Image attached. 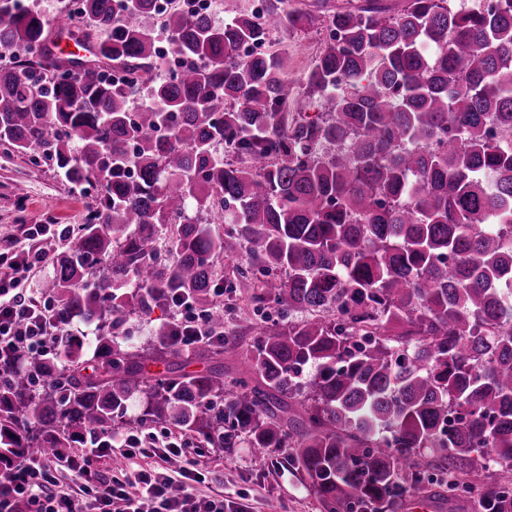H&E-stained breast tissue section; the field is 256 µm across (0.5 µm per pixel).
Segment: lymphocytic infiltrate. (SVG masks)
<instances>
[{"instance_id":"lymphocytic-infiltrate-1","label":"lymphocytic infiltrate","mask_w":512,"mask_h":512,"mask_svg":"<svg viewBox=\"0 0 512 512\" xmlns=\"http://www.w3.org/2000/svg\"><path fill=\"white\" fill-rule=\"evenodd\" d=\"M43 252L20 249L0 260V361L54 351L64 332L54 320L51 299L26 297L21 276L42 263ZM120 453L125 466L103 476L99 463ZM183 448L139 432L120 438L94 434L80 448H58L52 459L0 458V512H244L223 498L196 494L208 474L182 463ZM158 458L153 467L145 458ZM179 461L177 473L167 464ZM70 482H63V475Z\"/></svg>"}]
</instances>
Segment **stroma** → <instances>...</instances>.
Segmentation results:
<instances>
[{"label": "stroma", "mask_w": 512, "mask_h": 512, "mask_svg": "<svg viewBox=\"0 0 512 512\" xmlns=\"http://www.w3.org/2000/svg\"><path fill=\"white\" fill-rule=\"evenodd\" d=\"M322 39V32L314 26L297 32L275 26L265 48L287 50L288 75L302 88ZM85 204V198L55 168L33 163L27 154L8 156L0 150V254L9 255L33 243L47 254L46 260L27 273L22 282L31 296H39L40 282L53 270L52 256L67 249L68 244L52 238L30 240L28 228L36 224H79ZM219 272L225 283L234 287L224 296L225 329L237 336L243 347H250L260 333V320L250 301L253 282L240 277L225 261L220 263ZM171 434L183 442L187 460L208 471L209 481L201 486V493L224 495L226 500L246 505L247 512H267L272 499L280 501L283 512H320L306 480L282 454L261 461L243 444L227 453L203 446L179 429H172Z\"/></svg>", "instance_id": "stroma-1"}]
</instances>
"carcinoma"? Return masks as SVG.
<instances>
[{
	"instance_id": "1",
	"label": "carcinoma",
	"mask_w": 512,
	"mask_h": 512,
	"mask_svg": "<svg viewBox=\"0 0 512 512\" xmlns=\"http://www.w3.org/2000/svg\"><path fill=\"white\" fill-rule=\"evenodd\" d=\"M170 2L161 31L185 62L157 82L159 38L139 23L155 0H81L56 27L0 0V144L92 196L40 290L62 325H95L96 354L89 372L67 338L58 358L0 365V455L116 432L138 394L139 426L285 450L323 512H395L430 486L444 512L465 494L512 512V0H266L264 19L222 23ZM272 21L325 32L313 116L291 111L286 58L250 52ZM53 32L97 65L57 55ZM217 208L221 233L189 218ZM220 256L246 260L256 311L278 307L246 350L254 384L224 382L242 345L224 334ZM180 299L221 337L197 347L198 374L174 361V320L153 352L120 341Z\"/></svg>"
}]
</instances>
